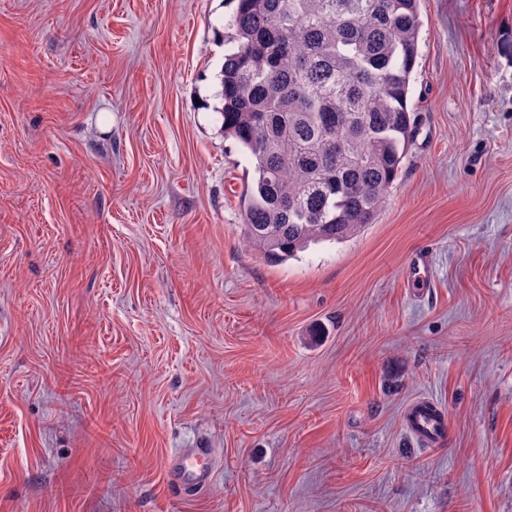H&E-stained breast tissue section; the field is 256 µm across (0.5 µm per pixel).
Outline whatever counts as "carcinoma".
<instances>
[{"mask_svg": "<svg viewBox=\"0 0 512 512\" xmlns=\"http://www.w3.org/2000/svg\"><path fill=\"white\" fill-rule=\"evenodd\" d=\"M419 0H238L224 135L251 155L247 246L285 261L375 222L418 127Z\"/></svg>", "mask_w": 512, "mask_h": 512, "instance_id": "obj_1", "label": "carcinoma"}]
</instances>
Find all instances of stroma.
<instances>
[{
  "label": "stroma",
  "mask_w": 512,
  "mask_h": 512,
  "mask_svg": "<svg viewBox=\"0 0 512 512\" xmlns=\"http://www.w3.org/2000/svg\"><path fill=\"white\" fill-rule=\"evenodd\" d=\"M235 10L0 0V512H512V0H421L384 207L283 262L243 241ZM406 282L414 288H429L433 281V270L426 253H417L406 270ZM429 412L434 413L437 411L425 404V402L412 403L407 411L406 421L410 431L420 439L422 443L431 446L442 441V437L446 431V425L443 413L439 423L424 418ZM208 448H195L190 454L177 450L170 458L182 479L198 488L206 489L212 482L214 470L209 465Z\"/></svg>",
  "instance_id": "obj_1"
}]
</instances>
